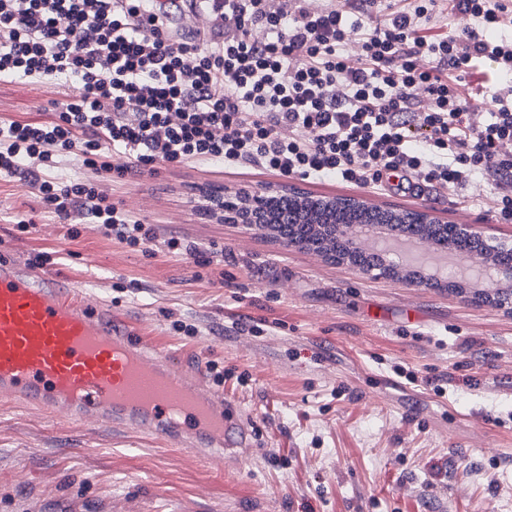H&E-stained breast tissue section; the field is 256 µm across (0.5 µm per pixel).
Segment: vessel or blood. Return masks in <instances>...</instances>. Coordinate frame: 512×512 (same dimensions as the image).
Wrapping results in <instances>:
<instances>
[{
	"label": "vessel or blood",
	"mask_w": 512,
	"mask_h": 512,
	"mask_svg": "<svg viewBox=\"0 0 512 512\" xmlns=\"http://www.w3.org/2000/svg\"><path fill=\"white\" fill-rule=\"evenodd\" d=\"M0 242V399L135 431L223 462L244 447L202 373L95 293L11 260Z\"/></svg>",
	"instance_id": "1"
}]
</instances>
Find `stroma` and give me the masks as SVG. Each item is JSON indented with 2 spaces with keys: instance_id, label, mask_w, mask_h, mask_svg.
I'll return each mask as SVG.
<instances>
[{
  "instance_id": "35a3bbf8",
  "label": "stroma",
  "mask_w": 512,
  "mask_h": 512,
  "mask_svg": "<svg viewBox=\"0 0 512 512\" xmlns=\"http://www.w3.org/2000/svg\"><path fill=\"white\" fill-rule=\"evenodd\" d=\"M56 97L48 85L2 83L0 117L44 120ZM502 183L490 172L467 186L471 204L249 167L159 164L113 184L159 237L222 248L218 267L150 256L94 224L69 239L26 187L1 182L11 258L48 254L45 271L99 293L179 361L215 363L205 381L250 450L226 453L218 469L158 438L0 404V512H512L511 311L471 288L360 273L202 207L208 195L296 187L425 210L512 244V223L496 218ZM18 214L31 232L13 225ZM178 320L198 334L175 331Z\"/></svg>"
}]
</instances>
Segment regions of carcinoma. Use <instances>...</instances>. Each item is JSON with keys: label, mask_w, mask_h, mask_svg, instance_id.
<instances>
[{"label": "carcinoma", "mask_w": 512, "mask_h": 512, "mask_svg": "<svg viewBox=\"0 0 512 512\" xmlns=\"http://www.w3.org/2000/svg\"><path fill=\"white\" fill-rule=\"evenodd\" d=\"M258 217L263 222L262 231L285 247L292 244L363 272L378 269L428 288H445L447 284L419 269L394 270L381 254L359 246L354 226L381 224L394 236H416L434 247L482 257L503 269L512 267V249L493 252L491 245L479 237L462 235L452 224H425L419 214L408 210L356 206L345 198L323 202L291 189L267 198Z\"/></svg>", "instance_id": "cac0c4a2"}]
</instances>
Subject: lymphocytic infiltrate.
<instances>
[{"label": "lymphocytic infiltrate", "instance_id": "lymphocytic-infiltrate-1", "mask_svg": "<svg viewBox=\"0 0 512 512\" xmlns=\"http://www.w3.org/2000/svg\"><path fill=\"white\" fill-rule=\"evenodd\" d=\"M469 16L464 34H430L437 0H409L374 20L377 0H344L296 16L272 0H167L143 31L128 0H0V83L58 89L46 121L0 118V179L17 178L77 238V225L140 250L199 259L181 239L113 200L112 186L162 161L248 166L304 180L336 178L381 187L382 177L418 176L448 197L493 171L512 176V85H482L491 119L471 118L466 82L480 61L512 74V40L499 0H450ZM213 21L174 40L171 12ZM359 14L357 25L346 16ZM356 42L349 60L342 51ZM127 155L123 164L113 153ZM98 178L66 176L73 160Z\"/></svg>", "mask_w": 512, "mask_h": 512}]
</instances>
